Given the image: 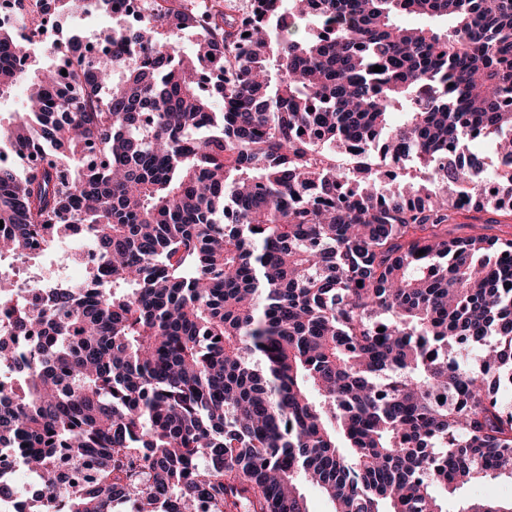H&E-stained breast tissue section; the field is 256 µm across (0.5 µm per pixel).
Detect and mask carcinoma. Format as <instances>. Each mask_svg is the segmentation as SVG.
<instances>
[{"label":"carcinoma","mask_w":512,"mask_h":512,"mask_svg":"<svg viewBox=\"0 0 512 512\" xmlns=\"http://www.w3.org/2000/svg\"><path fill=\"white\" fill-rule=\"evenodd\" d=\"M205 2L48 75L0 26V98L29 83L0 257L85 224L100 262L47 297L0 269V448L40 475L19 512H309L306 484L449 512L512 479V0ZM372 149L427 178L336 166ZM455 497L466 500L497 499L507 501L512 498V481L510 478L486 479L480 483L469 484L458 491Z\"/></svg>","instance_id":"obj_1"}]
</instances>
